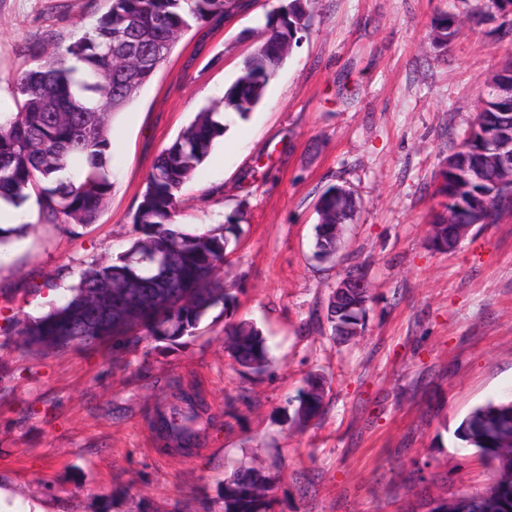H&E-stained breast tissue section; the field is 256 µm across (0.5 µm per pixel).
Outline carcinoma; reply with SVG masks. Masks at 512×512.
Masks as SVG:
<instances>
[{"mask_svg":"<svg viewBox=\"0 0 512 512\" xmlns=\"http://www.w3.org/2000/svg\"><path fill=\"white\" fill-rule=\"evenodd\" d=\"M512 0H485L483 16L496 19L499 39L512 42ZM244 0H109L96 23L67 45L50 31L41 45L27 49L28 64L12 80L16 111L0 112V201L15 208L33 198L42 224L69 227L97 220L112 190L109 167L111 126L123 109L164 65L180 38L194 27L219 22L240 11ZM310 13L289 0L265 17L262 36L244 61L240 75L215 103L198 112L176 141L161 150L145 176L141 199L131 216V244L115 258L78 272L69 294L33 320L15 319L9 338L38 353H61L112 342L119 355L142 344L170 347L202 334V324L217 308L224 313V344L249 373L265 374L273 363L260 330L233 318L232 284L224 280L227 248L238 239L241 217L188 230L177 220L184 185L208 157L216 139L234 118L245 120L261 104L267 86L284 64ZM454 13L431 24L435 44L446 47L459 33ZM52 47L48 58L42 50ZM512 142V95L478 98L476 116L448 155V194L474 223V203L487 198L496 208L512 200L502 188L497 167L486 155L483 132ZM352 191L329 186L317 202L316 256L336 252V225L351 220ZM464 237L441 217L432 224L434 248L451 250ZM371 296L364 294L327 318L339 340L363 330ZM177 404L157 408L150 423L164 446L195 445L194 425L205 404L196 393L173 385ZM324 383L306 380L294 399L293 424L302 428L323 407ZM456 436L492 467V478L478 495L429 503L427 512H512V400L489 401L473 409ZM224 512H272L271 479L254 468L239 469L224 480Z\"/></svg>","mask_w":512,"mask_h":512,"instance_id":"carcinoma-1","label":"carcinoma"}]
</instances>
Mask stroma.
<instances>
[{"instance_id":"obj_1","label":"stroma","mask_w":512,"mask_h":512,"mask_svg":"<svg viewBox=\"0 0 512 512\" xmlns=\"http://www.w3.org/2000/svg\"><path fill=\"white\" fill-rule=\"evenodd\" d=\"M282 0H249L195 28L112 120L113 187L97 221L77 234L28 222L0 255V512H208L238 467L274 484L275 512H406L440 497L476 495L492 469L455 436L476 406L512 398V218L474 225L439 251L431 224L448 199L435 188L475 116L484 83L512 57L483 0H313L309 27L270 81L263 103L216 140L181 192L191 228L243 215L227 259L238 319L273 344L262 376L237 370L224 320L182 346L111 344L40 355L15 349L9 319L39 317L73 271L128 246L146 173L205 105L222 97ZM103 0H0V112L14 109L23 48L44 31L59 44L105 13ZM465 24L433 44L430 23ZM358 200L335 262L313 257L315 204L333 184ZM359 266L372 301L355 341L333 340L326 307ZM41 295H34V285ZM313 374L324 409L292 426L290 402ZM209 406L190 458L163 454L148 425L170 380ZM438 473L422 482L418 467ZM457 16L454 13H441L431 24V36L435 44L441 47H448L459 33L456 21Z\"/></svg>"}]
</instances>
